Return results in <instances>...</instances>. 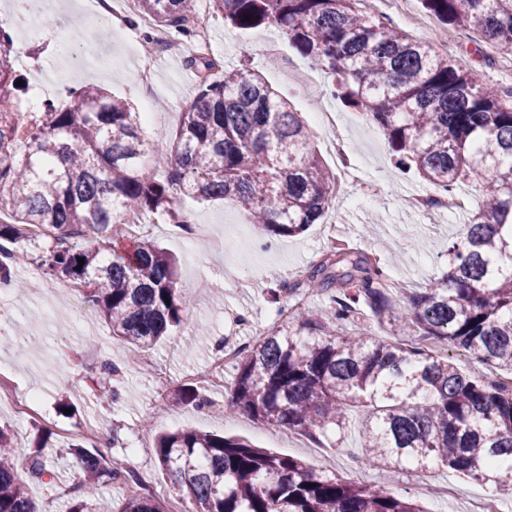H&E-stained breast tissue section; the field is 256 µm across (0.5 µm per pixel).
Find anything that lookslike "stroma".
<instances>
[{
	"label": "stroma",
	"instance_id": "35a3bbf8",
	"mask_svg": "<svg viewBox=\"0 0 512 512\" xmlns=\"http://www.w3.org/2000/svg\"><path fill=\"white\" fill-rule=\"evenodd\" d=\"M370 8L409 35L426 37L436 54L479 70L487 82L512 84V52L507 47L481 42L478 35L441 23L429 16L420 0H409L405 15L389 12L385 0H372ZM96 9V0H54L50 5L29 0L28 20L12 29L19 51L16 68L39 102L95 84L137 112L153 110V120L143 121L142 128L154 149L167 153L169 142L161 134L177 127L180 107L196 92L194 75L183 56L145 55L139 30L127 23L114 25L110 35H103ZM211 36L214 56L225 70L246 65L258 71L301 113L313 150L330 168L333 156L312 117L311 93L301 83L302 76L311 75L317 84L315 94L322 96L326 110L335 113L362 175L385 183V194L371 199L357 197L349 187L337 189L326 216L336 226L337 247L371 257L385 256L390 247L402 250L400 261L389 270L395 303H403L407 291L434 282L448 263L446 249L459 222L448 217L438 224L422 223L405 210V197L427 191L428 186L396 166L384 133L328 97L326 74L311 70L308 60L277 30H238L216 16ZM146 63L155 72L148 102L138 79V70ZM176 204L206 238L190 241L185 227L164 223L152 225L147 235L178 257V283L193 300L188 327L174 330L151 350L133 354L113 340L97 310L69 284L39 271L16 269V276L32 287L11 291L0 301V374L17 394L36 397L39 403L37 412L22 420L9 407L0 408V426L13 436L19 471L28 468L37 433H47L53 444L64 446L93 427L103 436L107 456L147 477L157 487L165 512H170L180 500L158 465L153 434H142L138 427L140 418L152 415L157 419L155 432L195 428L239 437L300 458L327 474L398 493L415 492L420 480H429L438 492L420 498L424 512H458L463 502L487 497L494 502V512H512V489L493 493L446 467H434L422 478L370 468L362 460L356 429L346 430L344 449L337 452L308 435L225 413L227 390L198 385L196 372L209 363L216 343L244 344L237 333L238 320L250 321L260 334L274 327L278 306L271 301V290L287 281L289 270L320 262L328 248L318 224L265 249L260 229L234 201L201 202L180 195ZM104 384L118 389L120 399L104 400ZM186 385L198 386L209 408L172 404V396ZM54 471L53 484H29L38 512H61L67 491L80 475L76 459L67 454L56 457Z\"/></svg>",
	"mask_w": 512,
	"mask_h": 512
}]
</instances>
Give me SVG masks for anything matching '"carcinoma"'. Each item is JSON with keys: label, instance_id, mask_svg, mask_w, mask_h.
Here are the masks:
<instances>
[{"label": "carcinoma", "instance_id": "1", "mask_svg": "<svg viewBox=\"0 0 512 512\" xmlns=\"http://www.w3.org/2000/svg\"><path fill=\"white\" fill-rule=\"evenodd\" d=\"M137 15L180 38L194 0H135ZM363 0H209L232 27H273L329 78L346 107L380 127L399 168L449 191L480 179L483 201L448 245V272L396 308L374 264L346 274L331 296L339 321L360 306L375 320L402 322L419 346L380 341L363 324L336 334L306 305L288 306L289 324L239 351L224 410L261 425L336 433L353 412L364 462L422 474L434 465L490 485L512 487V385L460 371L427 342L461 348L512 376V87H491L478 70L462 71L392 22L363 12ZM441 22L512 47V0H421ZM12 21L0 20V247L28 239L34 224L52 245L33 262L49 278L80 287L112 335L138 352L184 322L189 297L177 286L176 259L147 240L112 235L122 215L187 220L173 205L180 192L200 201L234 199L269 237H294L319 223L335 178L309 145L303 118L253 70L211 76L206 57L186 61L199 83L180 110L171 153L156 154L139 113L96 86L53 101L25 124ZM165 168L160 179L156 170ZM83 262H78V259ZM326 259L307 276L326 292L337 276ZM178 404L208 405L197 389ZM38 439L30 477L50 484L53 467ZM83 479L65 512H97L105 485L133 472L97 446L68 445ZM159 466L188 512H423L410 498L316 471L299 458L192 428L156 435ZM0 512H37L18 473L8 431L0 429ZM117 512H164L132 490Z\"/></svg>", "mask_w": 512, "mask_h": 512}]
</instances>
